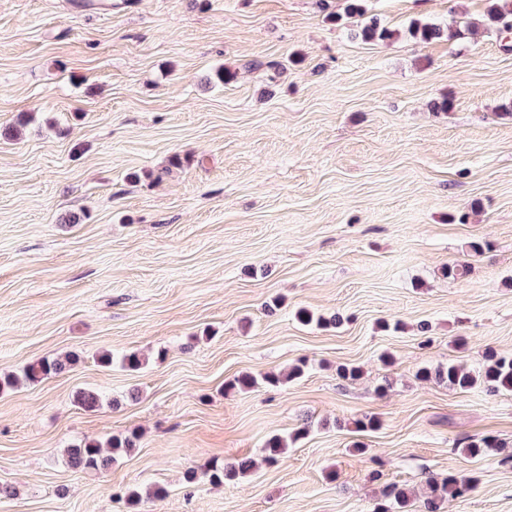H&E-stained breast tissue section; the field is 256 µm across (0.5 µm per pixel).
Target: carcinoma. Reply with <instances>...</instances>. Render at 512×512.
<instances>
[{
  "label": "carcinoma",
  "instance_id": "obj_1",
  "mask_svg": "<svg viewBox=\"0 0 512 512\" xmlns=\"http://www.w3.org/2000/svg\"><path fill=\"white\" fill-rule=\"evenodd\" d=\"M347 14L363 18L358 25L355 35L365 42L385 41L392 37V31L384 26L376 17L364 18V12L358 0H350L346 7ZM489 24L501 29L512 26V0H489L487 10ZM410 33L413 37L429 42L441 37L443 31L429 24H415ZM77 361V356L69 354L63 358L45 357L24 366L20 373L8 372L0 374V393L12 390L20 381L29 383L39 382L43 379L65 372ZM305 364L292 366L288 373L268 372L259 376L242 374L227 384L230 390L250 391L255 388L279 387L287 382L300 378L304 374ZM416 376L430 380L432 378L443 382L448 387L467 391L479 384L489 393H512V356H502L495 350L489 349L483 355V365L477 371H471L461 364L450 362L446 365L432 368H421ZM308 428L302 427L289 437L275 435L267 440V460L274 461L289 447L307 434ZM140 435L132 431L128 434L114 435L107 441L111 454L102 451V445L96 441H84L67 449V461L71 468L82 472H98L108 469L116 457L128 454L138 447ZM500 447L498 439L486 436L464 442L463 450L471 457H478L487 451ZM251 469L247 460L237 463L224 464L214 461L203 472L194 470L187 472L185 481L195 483L203 477L212 484H222L224 480L244 475ZM475 488V480L458 479L452 475L441 480L430 478V495L423 502L422 512H440V503L447 498H462ZM412 492L404 484L388 482L381 487L380 496L373 512H409Z\"/></svg>",
  "mask_w": 512,
  "mask_h": 512
}]
</instances>
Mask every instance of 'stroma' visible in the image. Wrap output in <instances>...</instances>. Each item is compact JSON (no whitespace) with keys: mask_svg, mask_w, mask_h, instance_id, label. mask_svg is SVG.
Returning <instances> with one entry per match:
<instances>
[{"mask_svg":"<svg viewBox=\"0 0 512 512\" xmlns=\"http://www.w3.org/2000/svg\"><path fill=\"white\" fill-rule=\"evenodd\" d=\"M74 2L0 0V370L79 356L0 394V512H129L132 487L139 512H372L383 483L422 499L450 475L478 483L440 512H512V393L416 377L512 355V51L480 26L488 0H363L394 33L370 43L344 0ZM301 359L284 386L224 387ZM366 415L380 427L356 431ZM132 430L109 469L68 465ZM483 436L502 450L463 452ZM140 438L134 431L112 436L107 441V447L111 448L110 455L103 453L99 442L84 441L67 449V461L71 468L82 472L106 470L116 461V456L127 455L137 448ZM251 469L250 461L241 460L237 463L224 464V462L213 461L199 476L195 470H190L185 476L188 484H194L200 477L207 479L211 484H224V479L245 475Z\"/></svg>","mask_w":512,"mask_h":512,"instance_id":"35a3bbf8","label":"stroma"}]
</instances>
